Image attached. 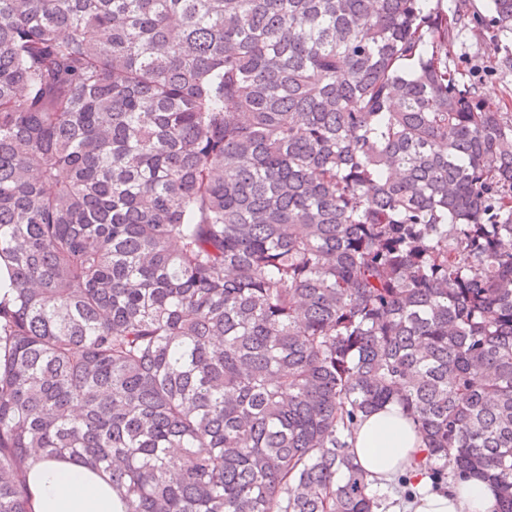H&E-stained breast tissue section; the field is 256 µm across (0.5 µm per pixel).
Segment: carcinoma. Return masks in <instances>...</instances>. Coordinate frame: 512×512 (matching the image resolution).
<instances>
[{"instance_id": "obj_1", "label": "carcinoma", "mask_w": 512, "mask_h": 512, "mask_svg": "<svg viewBox=\"0 0 512 512\" xmlns=\"http://www.w3.org/2000/svg\"><path fill=\"white\" fill-rule=\"evenodd\" d=\"M494 37L512 0H492ZM441 0H0V512H378L396 405L512 512V114ZM27 486L32 512H121L108 474L72 460L31 459Z\"/></svg>"}]
</instances>
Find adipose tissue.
Wrapping results in <instances>:
<instances>
[{
    "mask_svg": "<svg viewBox=\"0 0 512 512\" xmlns=\"http://www.w3.org/2000/svg\"><path fill=\"white\" fill-rule=\"evenodd\" d=\"M351 444L369 492H386L403 475L419 489L415 512H494L496 493L477 478L452 482L443 494L427 490V477L419 466L425 456L423 440L396 406L387 405L364 416ZM27 486L32 512H121L108 474L71 460H29Z\"/></svg>",
    "mask_w": 512,
    "mask_h": 512,
    "instance_id": "1",
    "label": "adipose tissue"
}]
</instances>
